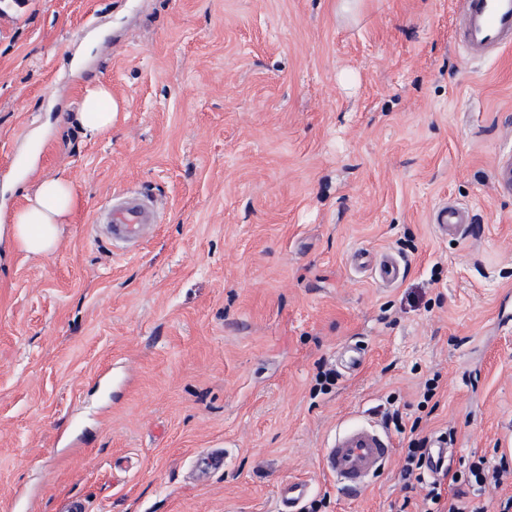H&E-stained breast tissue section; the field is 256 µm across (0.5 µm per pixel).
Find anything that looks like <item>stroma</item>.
<instances>
[{"instance_id": "obj_1", "label": "stroma", "mask_w": 512, "mask_h": 512, "mask_svg": "<svg viewBox=\"0 0 512 512\" xmlns=\"http://www.w3.org/2000/svg\"><path fill=\"white\" fill-rule=\"evenodd\" d=\"M342 3L0 0V225L59 174L80 202L51 255L0 239V500L278 512L300 477L321 512H398L407 434L357 498L319 466L389 407L452 433L454 468L512 451V194L493 189L512 48L469 59L457 0ZM97 82L117 110L91 140ZM127 188L166 204L132 254L90 229ZM448 199L481 238L436 236ZM358 250L393 253L400 282L353 270ZM348 341L364 368L316 390ZM209 448L228 458L200 482ZM80 121L85 134L90 137L112 129V91L100 83L88 89L81 102Z\"/></svg>"}]
</instances>
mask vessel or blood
<instances>
[{
  "label": "vessel or blood",
  "mask_w": 512,
  "mask_h": 512,
  "mask_svg": "<svg viewBox=\"0 0 512 512\" xmlns=\"http://www.w3.org/2000/svg\"><path fill=\"white\" fill-rule=\"evenodd\" d=\"M456 28L467 55L483 59L499 55L512 47V0H463ZM494 186L512 188V151H500L494 159ZM163 218V206L154 196L141 191L113 193L109 202L96 214L92 231L106 236L124 251H136L152 234ZM439 237L473 239L479 233L467 207L455 202L438 207L430 218ZM357 269L370 270L381 285L392 286L401 277V263L391 253L354 257ZM366 352L357 344L344 345L339 361L344 370L357 372L364 364ZM393 455L390 437L372 423H355L339 429L329 447L324 448L320 467L337 488L353 494L366 489L390 463ZM309 485L302 480L288 482L281 490L280 512H295L307 496Z\"/></svg>",
  "instance_id": "vessel-or-blood-1"
}]
</instances>
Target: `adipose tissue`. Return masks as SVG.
Instances as JSON below:
<instances>
[{
    "mask_svg": "<svg viewBox=\"0 0 512 512\" xmlns=\"http://www.w3.org/2000/svg\"><path fill=\"white\" fill-rule=\"evenodd\" d=\"M112 91L106 84L88 89L81 102L80 121L86 134L96 136L111 130ZM78 205L71 181L63 175L40 182L33 196L17 209L7 232L21 251L48 255L59 244L60 226L67 223Z\"/></svg>",
    "mask_w": 512,
    "mask_h": 512,
    "instance_id": "obj_1",
    "label": "adipose tissue"
}]
</instances>
